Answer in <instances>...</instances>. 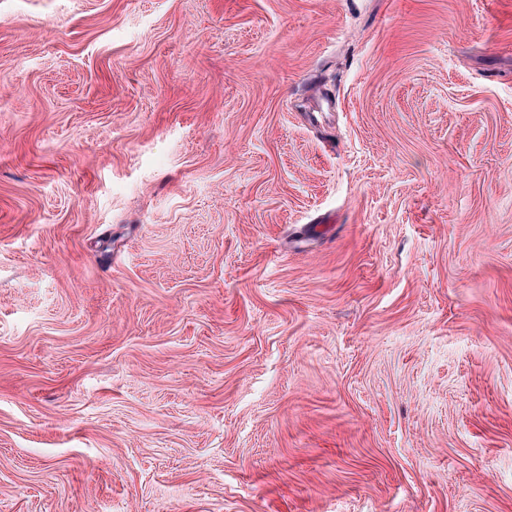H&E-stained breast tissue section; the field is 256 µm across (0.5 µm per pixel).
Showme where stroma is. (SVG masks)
Segmentation results:
<instances>
[{"label":"stroma","mask_w":512,"mask_h":512,"mask_svg":"<svg viewBox=\"0 0 512 512\" xmlns=\"http://www.w3.org/2000/svg\"><path fill=\"white\" fill-rule=\"evenodd\" d=\"M0 512H512V0H0Z\"/></svg>","instance_id":"35a3bbf8"}]
</instances>
